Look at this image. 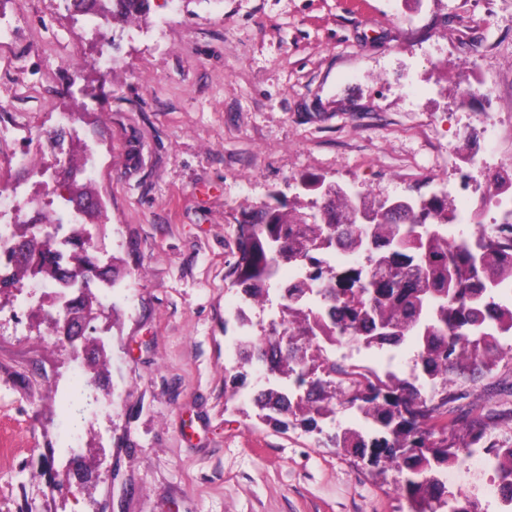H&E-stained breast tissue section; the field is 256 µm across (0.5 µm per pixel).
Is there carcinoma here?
Listing matches in <instances>:
<instances>
[{
  "mask_svg": "<svg viewBox=\"0 0 512 512\" xmlns=\"http://www.w3.org/2000/svg\"><path fill=\"white\" fill-rule=\"evenodd\" d=\"M147 4L148 0H112V14H142ZM305 184L319 195L322 218L305 224L304 208L287 203H265L244 214L236 259L226 274L231 285L259 303L268 295L276 266L315 262L319 254L336 247L360 256L366 233L373 237L377 252L374 263L335 279L325 278L323 270L315 276L328 301V322L303 307L307 283L282 291L286 303L281 326L296 341H308V348L285 345L274 330L258 337L254 349L272 352V375L295 378L310 386L313 395L308 402L292 403L271 390L255 401L257 416L285 428L290 417L312 427L335 414L339 395L378 429L369 437L342 428L335 434L338 445L397 469L411 512H483L477 498L449 491L439 477L450 467H460L485 437L479 429L459 443H448L445 434L457 424L454 403L463 398L448 390V381L512 359L497 339L498 333L512 331V305L492 301L494 287L512 280V244L490 239L477 252L450 245L436 230L448 210L446 198L430 200L420 213L397 209L364 230L346 223L341 189L314 179ZM34 268L52 281L59 270L77 271L80 265L63 264L48 246ZM320 334L381 349L411 338L416 365L430 389L390 372L379 375L357 364H328L321 349L313 348V339ZM252 350L243 349V361L251 359ZM484 453L493 460L495 472L512 476L511 441L492 443Z\"/></svg>",
  "mask_w": 512,
  "mask_h": 512,
  "instance_id": "obj_1",
  "label": "carcinoma"
}]
</instances>
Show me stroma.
Instances as JSON below:
<instances>
[{
    "instance_id": "obj_1",
    "label": "stroma",
    "mask_w": 512,
    "mask_h": 512,
    "mask_svg": "<svg viewBox=\"0 0 512 512\" xmlns=\"http://www.w3.org/2000/svg\"><path fill=\"white\" fill-rule=\"evenodd\" d=\"M17 10L32 76L16 84L0 64V113L25 114L36 144L29 170L0 167V187L49 211L67 160L43 142L72 114L66 147L96 155L103 205L73 233L122 269L92 299L116 282L130 293L75 348L50 335L41 290L0 288V512H409L396 472L331 442L363 428L354 410L283 430L230 399L226 273L243 210L313 200L303 179L377 201L440 194L479 148L482 105H461L464 85L485 76L512 115V0H149L145 19L97 30L56 0H0ZM77 362L98 378L97 409L73 399ZM457 387L459 416L512 411L511 362ZM69 419L81 442L61 455Z\"/></svg>"
}]
</instances>
